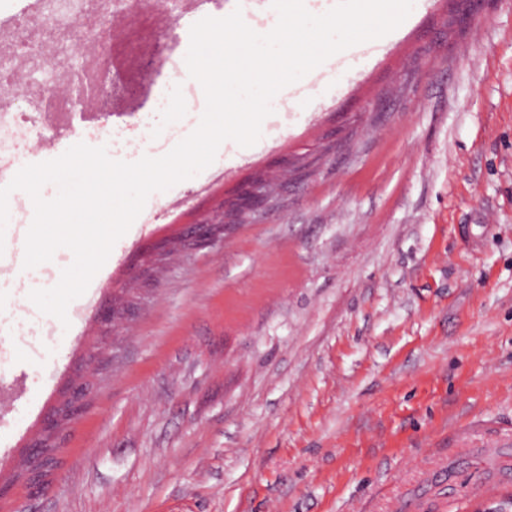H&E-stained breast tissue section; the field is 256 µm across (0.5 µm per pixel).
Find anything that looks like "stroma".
I'll list each match as a JSON object with an SVG mask.
<instances>
[{
  "instance_id": "stroma-1",
  "label": "stroma",
  "mask_w": 512,
  "mask_h": 512,
  "mask_svg": "<svg viewBox=\"0 0 512 512\" xmlns=\"http://www.w3.org/2000/svg\"><path fill=\"white\" fill-rule=\"evenodd\" d=\"M119 12L103 45L175 38ZM337 95L293 90L275 136L153 192L69 326L73 254L0 276V512H499L512 500V0H422ZM42 129H136L148 94ZM261 202L238 218L241 192ZM230 219L204 236L203 219ZM85 408L35 490L28 447Z\"/></svg>"
}]
</instances>
